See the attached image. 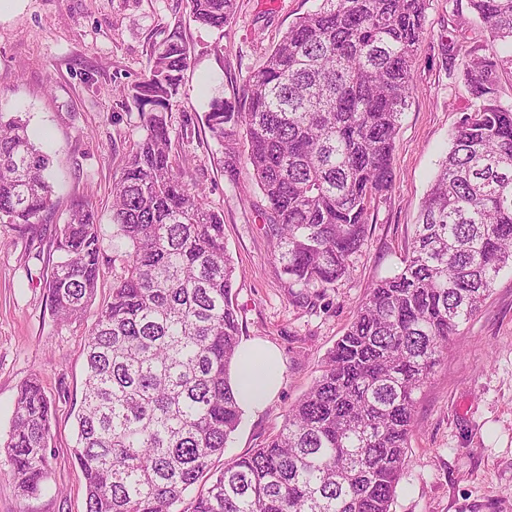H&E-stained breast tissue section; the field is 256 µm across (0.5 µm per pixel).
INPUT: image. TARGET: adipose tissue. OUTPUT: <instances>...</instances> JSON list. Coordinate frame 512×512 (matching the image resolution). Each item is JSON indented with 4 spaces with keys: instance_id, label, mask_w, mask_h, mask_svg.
<instances>
[{
    "instance_id": "ef3b65f1",
    "label": "adipose tissue",
    "mask_w": 512,
    "mask_h": 512,
    "mask_svg": "<svg viewBox=\"0 0 512 512\" xmlns=\"http://www.w3.org/2000/svg\"><path fill=\"white\" fill-rule=\"evenodd\" d=\"M233 381L242 409L261 410L280 385V365L276 354L259 344L241 345Z\"/></svg>"
}]
</instances>
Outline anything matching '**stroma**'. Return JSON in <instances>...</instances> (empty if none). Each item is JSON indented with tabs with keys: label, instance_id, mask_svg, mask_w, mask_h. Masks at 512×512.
I'll return each instance as SVG.
<instances>
[{
	"label": "stroma",
	"instance_id": "1",
	"mask_svg": "<svg viewBox=\"0 0 512 512\" xmlns=\"http://www.w3.org/2000/svg\"><path fill=\"white\" fill-rule=\"evenodd\" d=\"M237 4L234 21L221 30L196 24L187 0H17L0 12V110L26 115L52 159L56 184L54 208L39 224H0V442L28 379L40 380L53 412L45 490L21 497L1 456L0 512H85V479L73 456L85 344L127 252L111 220L112 182L146 133L132 87L172 31H180L190 50L182 89L167 112L172 165L224 216V241L237 267L242 342H265L280 360L279 391L264 409L243 414L225 459L249 454L277 433L368 288L401 265L419 204L469 103L466 86L441 54L450 12L458 13L464 40L480 38L469 0H428L414 100L393 154V188L370 211L365 252L343 278L306 299L294 297L272 256L263 227L266 203L251 168L242 159L223 165L205 115L213 99L234 101L266 52L319 0ZM79 203L98 216L100 279L92 312L63 325L51 313L44 278L58 231ZM416 398L392 512H512V274L498 278Z\"/></svg>",
	"mask_w": 512,
	"mask_h": 512
}]
</instances>
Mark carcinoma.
I'll return each instance as SVG.
<instances>
[{
    "mask_svg": "<svg viewBox=\"0 0 512 512\" xmlns=\"http://www.w3.org/2000/svg\"><path fill=\"white\" fill-rule=\"evenodd\" d=\"M486 38L441 42L470 94L420 206L401 267L368 288L312 386L262 448L220 470L242 410L230 377L239 355L236 267L224 217L170 162L166 112L189 48L174 31L132 87L146 134L112 188L123 273L87 338L74 457L85 512H392L414 427L415 394L451 337L512 269V0H469ZM221 30L236 0H188ZM427 0H320L268 52L239 92L214 99L212 139L246 163L267 202L265 226L288 287L341 279L368 238V213L393 186L392 157L414 91ZM50 160L18 112H0V224H33L53 207ZM44 288L62 324L84 318L97 288L95 212L72 209ZM50 403L31 378L0 447L23 497L49 478Z\"/></svg>",
    "mask_w": 512,
    "mask_h": 512,
    "instance_id": "1",
    "label": "carcinoma"
}]
</instances>
